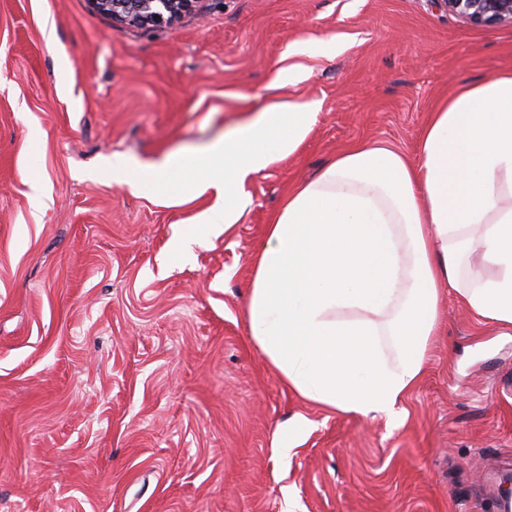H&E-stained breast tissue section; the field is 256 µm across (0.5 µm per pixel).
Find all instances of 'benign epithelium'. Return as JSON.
Masks as SVG:
<instances>
[{
  "instance_id": "benign-epithelium-1",
  "label": "benign epithelium",
  "mask_w": 512,
  "mask_h": 512,
  "mask_svg": "<svg viewBox=\"0 0 512 512\" xmlns=\"http://www.w3.org/2000/svg\"><path fill=\"white\" fill-rule=\"evenodd\" d=\"M449 12L474 26L512 24V0H439ZM115 21L139 27L171 23L189 11L193 0H90Z\"/></svg>"
}]
</instances>
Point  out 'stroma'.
Returning <instances> with one entry per match:
<instances>
[{
  "label": "stroma",
  "mask_w": 512,
  "mask_h": 512,
  "mask_svg": "<svg viewBox=\"0 0 512 512\" xmlns=\"http://www.w3.org/2000/svg\"><path fill=\"white\" fill-rule=\"evenodd\" d=\"M331 37L273 85L288 45ZM508 68L512 25L437 0H196L155 28L0 0V512H495L511 329L443 294L393 424L284 386L246 306L291 190L361 142L416 158L448 93ZM276 98L320 101L318 120L229 233L198 222L211 196L136 195L105 167L200 152Z\"/></svg>",
  "instance_id": "obj_1"
}]
</instances>
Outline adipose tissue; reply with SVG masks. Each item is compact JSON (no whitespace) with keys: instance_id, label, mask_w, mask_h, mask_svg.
Masks as SVG:
<instances>
[{"instance_id":"obj_1","label":"adipose tissue","mask_w":512,"mask_h":512,"mask_svg":"<svg viewBox=\"0 0 512 512\" xmlns=\"http://www.w3.org/2000/svg\"><path fill=\"white\" fill-rule=\"evenodd\" d=\"M319 110L275 101L200 153L155 168L113 156L112 177L134 193H213L201 219L227 231L251 202L246 183L295 153ZM473 253L481 267L464 272ZM253 267L249 334L281 382L332 410L398 420L437 327L440 283L483 322L512 328V70L448 95L418 162L379 144L340 153L289 193Z\"/></svg>"}]
</instances>
